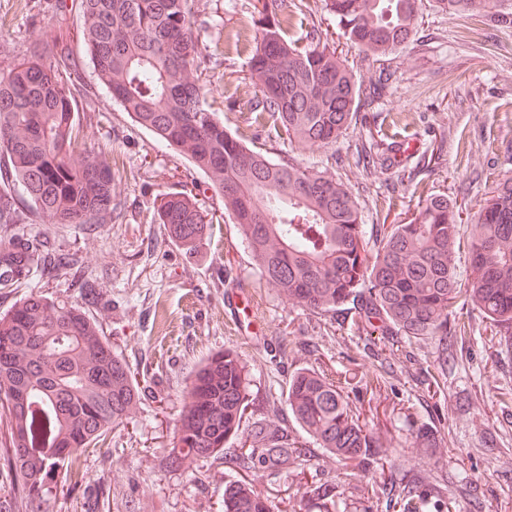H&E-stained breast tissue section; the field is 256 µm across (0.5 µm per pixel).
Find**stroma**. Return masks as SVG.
<instances>
[{"label": "stroma", "instance_id": "obj_1", "mask_svg": "<svg viewBox=\"0 0 512 512\" xmlns=\"http://www.w3.org/2000/svg\"><path fill=\"white\" fill-rule=\"evenodd\" d=\"M251 0H199L197 34L208 52L225 61L206 79L211 100L228 131L265 145L274 159L294 158L360 183L365 226L401 224L418 193L445 194L464 213L482 205L493 175L512 177V26L454 19L424 0L418 33L397 64L400 81L356 122L334 151L268 141L249 127L254 90L245 81L252 35ZM297 19L335 37L358 74L372 70L341 38L320 0H295ZM79 21L62 0H0V69L22 56L35 39L64 36L72 50V81L86 148L112 155L119 207L111 223L94 230L76 224H27L31 238L68 252L103 295L91 312L113 350L130 366L157 367L146 398L111 441L82 454L74 482L23 501L20 512H70L77 496L98 501L97 512H224V484L237 474L231 451L166 468L179 417V396L191 370L212 352L237 348L249 365V408L264 416L300 367H322L346 382L363 422L385 448L383 468L342 465L314 449L304 474L269 470L247 478L276 506L275 512H321L305 493L315 479L340 482L356 500L375 484L420 476L437 512H512V349L492 345L478 312L463 309L470 328L454 348L455 365L434 399L421 397V382L439 355L437 339L398 338L377 346L353 322L343 327L282 301L267 288L207 178L178 151L139 127L113 102L78 41ZM399 135L410 157L440 148L438 165L417 191L389 196L385 176H363L355 146L370 132ZM190 187L202 210L214 214L206 243L189 251L164 235L154 202ZM237 298L228 306L227 294ZM466 410H458L460 401ZM425 422L441 444L416 448L412 424Z\"/></svg>", "mask_w": 512, "mask_h": 512}]
</instances>
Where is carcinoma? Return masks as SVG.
Returning <instances> with one entry per match:
<instances>
[{"mask_svg":"<svg viewBox=\"0 0 512 512\" xmlns=\"http://www.w3.org/2000/svg\"><path fill=\"white\" fill-rule=\"evenodd\" d=\"M351 46L379 67L365 81L337 52L336 42L312 28L291 35L295 4L254 0L257 29L248 62L256 94L253 123L272 141L302 150L329 148L345 135L361 108L381 100L400 79L394 60L413 41L422 0H322ZM458 18L512 22L507 0H433ZM81 40L95 76L140 127L178 150L209 179L262 279L283 301L381 338H438L437 373L448 371V344L466 332L456 319L461 296L486 323L491 340L512 342V178L492 181L467 248V289L457 278L455 254L462 218L446 195L418 196L403 224L367 234L351 185L328 170L294 159L274 161L261 147L232 135L201 83L209 64L194 33L195 0H74ZM72 53L53 39L31 47L0 72V290L26 288L49 266L82 271L63 254L48 256L17 225L91 226L112 221V162L102 152L75 157L82 130L71 83ZM403 144L382 133L368 158L412 182L398 158ZM164 234L194 250L213 219L192 190L163 197L156 208ZM249 373L242 355L226 348L202 359L181 393L174 451L166 466L224 457L227 441L242 436L235 455L243 471L288 473L310 449L268 418L251 420ZM113 350L100 321L79 305L31 292L0 313V512L39 498L58 475L68 478L77 454L96 447L132 417L146 394ZM288 413L307 438L348 465H382L379 438L330 375L302 368L288 380ZM413 444L436 448L422 424ZM70 453L61 458L58 449ZM306 494L323 512H340L341 485L317 482ZM401 512H428L424 485L396 489ZM267 497L243 479L224 485V512H272Z\"/></svg>","mask_w":512,"mask_h":512,"instance_id":"obj_1","label":"carcinoma"}]
</instances>
